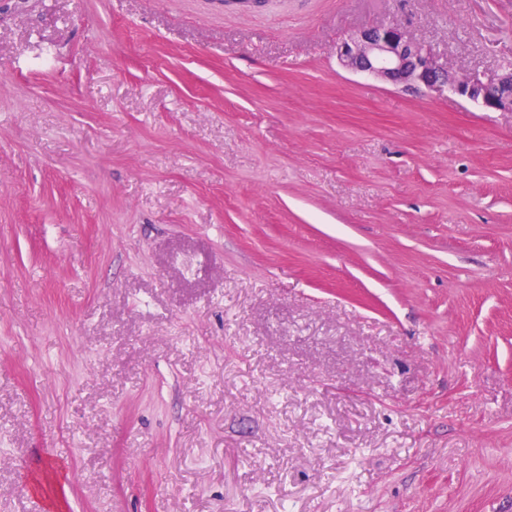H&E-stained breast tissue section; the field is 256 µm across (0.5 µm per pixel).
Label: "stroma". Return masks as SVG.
Here are the masks:
<instances>
[{"label": "stroma", "mask_w": 512, "mask_h": 512, "mask_svg": "<svg viewBox=\"0 0 512 512\" xmlns=\"http://www.w3.org/2000/svg\"><path fill=\"white\" fill-rule=\"evenodd\" d=\"M512 0H0V512H512ZM341 65L375 78L436 94L451 91L486 112H512V69L495 82L479 73L456 76L401 24L390 21L356 32L338 48Z\"/></svg>", "instance_id": "stroma-1"}]
</instances>
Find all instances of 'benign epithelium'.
<instances>
[{
    "label": "benign epithelium",
    "instance_id": "benign-epithelium-1",
    "mask_svg": "<svg viewBox=\"0 0 512 512\" xmlns=\"http://www.w3.org/2000/svg\"><path fill=\"white\" fill-rule=\"evenodd\" d=\"M341 65L375 78L436 94L451 91L486 112H512V69L494 82L479 73L456 76L401 24L390 21L356 32L338 48Z\"/></svg>",
    "mask_w": 512,
    "mask_h": 512
}]
</instances>
